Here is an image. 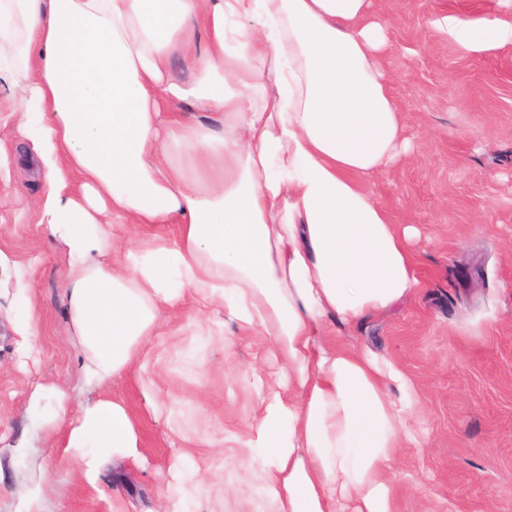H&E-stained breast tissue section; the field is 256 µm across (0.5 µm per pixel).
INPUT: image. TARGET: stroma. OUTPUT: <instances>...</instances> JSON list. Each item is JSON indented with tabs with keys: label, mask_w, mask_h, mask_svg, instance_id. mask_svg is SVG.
<instances>
[{
	"label": "stroma",
	"mask_w": 512,
	"mask_h": 512,
	"mask_svg": "<svg viewBox=\"0 0 512 512\" xmlns=\"http://www.w3.org/2000/svg\"><path fill=\"white\" fill-rule=\"evenodd\" d=\"M372 10L390 21L382 63L411 148L358 183L393 223L420 229V285L331 339L397 362L419 398V443L394 461L393 512H512V45L465 53L440 26L450 15L512 22V0H373ZM9 106L0 99V512H257V489L224 490L244 477L229 441L257 413L243 373L262 367L265 337L189 294L134 365L89 387L67 257L24 205L45 171L35 151L17 150ZM27 305L31 336L20 328ZM203 319L214 335H197ZM52 384L74 408L120 399L136 456L89 483L64 453L65 428L45 425L32 402Z\"/></svg>",
	"instance_id": "obj_1"
}]
</instances>
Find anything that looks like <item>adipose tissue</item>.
Wrapping results in <instances>:
<instances>
[{
    "label": "adipose tissue",
    "mask_w": 512,
    "mask_h": 512,
    "mask_svg": "<svg viewBox=\"0 0 512 512\" xmlns=\"http://www.w3.org/2000/svg\"><path fill=\"white\" fill-rule=\"evenodd\" d=\"M372 0H0V92L46 170L33 204L67 252L70 319L87 384L123 373L185 291L271 340L252 374L246 438L270 512H392L389 474L415 443L398 365L341 347L419 286L411 240L356 178L386 169L401 127ZM463 52L512 44V23L451 16ZM170 225L172 240L138 241ZM46 424L87 480L136 454L125 406Z\"/></svg>",
    "instance_id": "obj_1"
}]
</instances>
